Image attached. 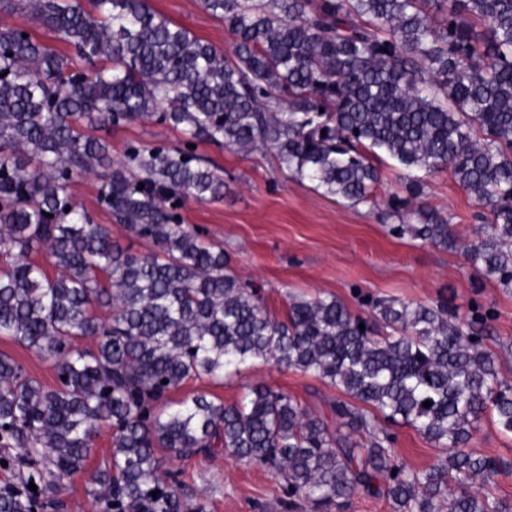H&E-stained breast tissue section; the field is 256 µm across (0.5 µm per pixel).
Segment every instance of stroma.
I'll return each mask as SVG.
<instances>
[{
    "mask_svg": "<svg viewBox=\"0 0 512 512\" xmlns=\"http://www.w3.org/2000/svg\"><path fill=\"white\" fill-rule=\"evenodd\" d=\"M150 5L198 38L232 51L233 34L200 0H150ZM102 135L116 161L128 143L175 145L182 138L178 130L149 120L110 127ZM197 152L222 169L224 194L189 200L181 210L182 221L206 240L223 245L236 274L262 285L274 313L285 310L291 293L334 296L361 315L367 312L363 301L370 297L429 305L445 299L462 317L477 302L495 313L487 344L496 353L502 374L512 379V291L480 279L463 251L390 234L382 215L391 196L405 194L394 166L383 169L376 204L353 206L279 171L272 150L245 153L202 144ZM99 188V178L89 174L77 179L71 192L97 223L109 227L114 241L135 253L149 252L144 240L113 223L99 207ZM424 199L448 217L461 241L476 238L477 207L450 171L428 178ZM257 382L288 392L302 407L324 418L330 415L329 402L339 396L334 386L315 376L257 362L231 379L189 381L171 398L177 401L203 393L228 404ZM165 460L168 467L184 471L194 493L204 497L207 512H288L276 478L264 467L221 455L185 459L169 454Z\"/></svg>",
    "mask_w": 512,
    "mask_h": 512,
    "instance_id": "obj_1",
    "label": "stroma"
}]
</instances>
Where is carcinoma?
I'll use <instances>...</instances> for the list:
<instances>
[{
  "label": "carcinoma",
  "instance_id": "cac0c4a2",
  "mask_svg": "<svg viewBox=\"0 0 512 512\" xmlns=\"http://www.w3.org/2000/svg\"><path fill=\"white\" fill-rule=\"evenodd\" d=\"M201 2L235 35L232 55L149 0H0L70 47L0 26V338L51 359L57 378L47 389L0 352V512H63L58 491L85 471L98 512H206L160 449L265 467L291 509L349 512L361 494L395 512H512L489 492L508 463L469 448L485 418L512 436V381L485 344L492 310L474 303L461 321L446 301L372 297L365 318L335 296H290L279 316L179 213L224 190L201 143L270 148L279 169L354 206L375 203L387 159L408 195L388 202L389 232L460 249L511 291L512 0ZM134 120L182 139L112 161L91 131ZM447 168L482 209L470 243L421 201ZM89 173L98 204L156 251L123 248L74 200ZM257 361L336 387L337 427L264 383L232 404L168 402ZM393 426L442 454L408 466ZM104 427L109 459L89 471Z\"/></svg>",
  "mask_w": 512,
  "mask_h": 512
}]
</instances>
